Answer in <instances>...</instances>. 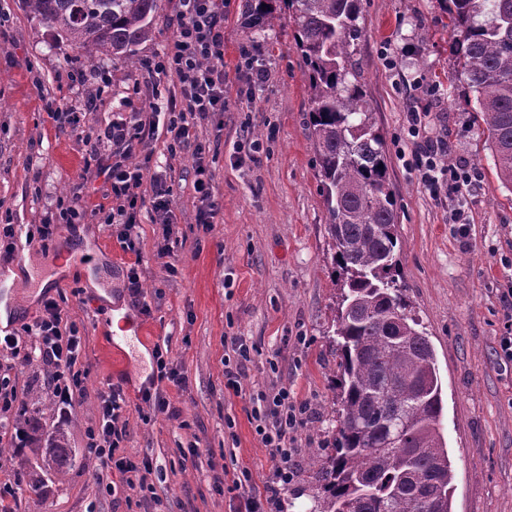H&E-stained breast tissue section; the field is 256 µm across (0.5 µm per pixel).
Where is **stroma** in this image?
<instances>
[{"mask_svg": "<svg viewBox=\"0 0 512 512\" xmlns=\"http://www.w3.org/2000/svg\"><path fill=\"white\" fill-rule=\"evenodd\" d=\"M245 0H225L224 71L229 110L199 121L207 162L222 209L210 233L195 223V161L153 143L143 165V194L152 177L172 187L171 239L143 209L135 251L124 227L96 218L62 228L53 248L32 242L1 257L14 272L6 310L12 328L33 323L54 298L83 336L90 373L74 405L58 402L37 361L10 370L27 419L64 429L73 448L64 474L45 469L29 448L0 450V482L11 487L17 512H240L224 471L250 469L256 486L273 478V462L255 432L251 411L260 398L288 388L306 405L307 421L293 443L294 475L281 492L282 512H314L319 486L311 455L335 428L338 357L327 336L336 293L314 151L309 139L305 67L288 20L257 34L269 71L248 92L237 78ZM358 59L362 81L383 135L397 198L400 279L435 349L443 385V428L455 469L453 512H512V362L501 360V336L512 330L501 295L512 288V192L492 167L474 101L448 51L444 0H360ZM69 47L25 13L21 0H0V225L40 224L72 205L91 181L87 207L111 209L102 180L85 170L81 136L96 137L135 87L152 79L144 68L103 58L71 78ZM111 81L87 112L81 134L60 130L47 101L81 104L102 75ZM426 113L429 132L448 144L447 161L476 168L479 178L458 193L431 198L414 171L410 113ZM223 131H216V124ZM256 140V160L237 163L238 143ZM466 218L458 234L455 212ZM171 252L159 255L162 243ZM136 266L141 292L127 289ZM136 313L149 330L144 344H113L104 332L113 311ZM253 344L241 391L225 387L224 343ZM165 351L184 378L167 387L170 411L143 422L138 408L153 380L154 352ZM121 384L131 407L130 455L153 466L150 490L113 485L85 449L98 422V395ZM200 455H189L191 447ZM41 470L42 495L31 493L27 471Z\"/></svg>", "mask_w": 512, "mask_h": 512, "instance_id": "1", "label": "stroma"}]
</instances>
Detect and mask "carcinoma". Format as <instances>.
Segmentation results:
<instances>
[{
  "mask_svg": "<svg viewBox=\"0 0 512 512\" xmlns=\"http://www.w3.org/2000/svg\"><path fill=\"white\" fill-rule=\"evenodd\" d=\"M161 0H22L25 11L86 65L102 55L141 64ZM273 0H245L244 27L277 18ZM307 71L312 140L325 230L339 268L332 342L339 352L337 432L314 457L319 512H452L455 472L443 436L434 348L399 281L397 199L383 136L361 82L360 0H279ZM450 55L474 93L496 174L512 191V0H444ZM398 436L399 450L381 444ZM31 451L63 473L65 432L31 426Z\"/></svg>",
  "mask_w": 512,
  "mask_h": 512,
  "instance_id": "carcinoma-1",
  "label": "carcinoma"
}]
</instances>
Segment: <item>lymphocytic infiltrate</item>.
<instances>
[{"instance_id":"obj_1","label":"lymphocytic infiltrate","mask_w":512,"mask_h":512,"mask_svg":"<svg viewBox=\"0 0 512 512\" xmlns=\"http://www.w3.org/2000/svg\"><path fill=\"white\" fill-rule=\"evenodd\" d=\"M173 37L162 56L146 62L152 75H163L174 82L168 95L158 88L134 90L125 102L126 109L117 113L110 125L95 139L84 140L88 162L109 182L114 205L106 217L107 223L124 225L133 230L143 207H150L153 221H169L171 189L163 177H154L151 197H144L140 188L143 172L131 162L135 152L148 151L152 141L165 136L170 154L188 152L196 164L194 190L199 196L196 222L203 232H210L220 212V204L211 191V171L205 161L206 147L195 128L196 119L224 114L228 100L224 94V0H177ZM165 99V126L154 119L158 99ZM421 113L410 115L409 134L421 138L414 154V166L423 189L430 196L440 197L460 191L469 185L474 171L440 161L444 142L425 138ZM82 353V338L74 325L65 324L63 310L55 300H46L42 316L22 331L0 336V355L21 364L39 359L51 370L53 392L64 404H72L83 393V373L76 365ZM157 387L143 389L141 401L151 413L169 411L170 403L164 385L182 387L183 379L163 352H156ZM128 401L121 385L114 384L99 395V421L88 430L86 446L102 466L118 475L121 482L147 488L153 472L148 459L136 458L124 452L129 419ZM307 409L295 403L287 389H279L265 398L263 407L253 409L251 417L255 432L276 464L275 480L263 491L249 489L248 471L233 472L235 488L244 490V512H279L280 486L293 474L289 448L295 433L303 427Z\"/></svg>"}]
</instances>
